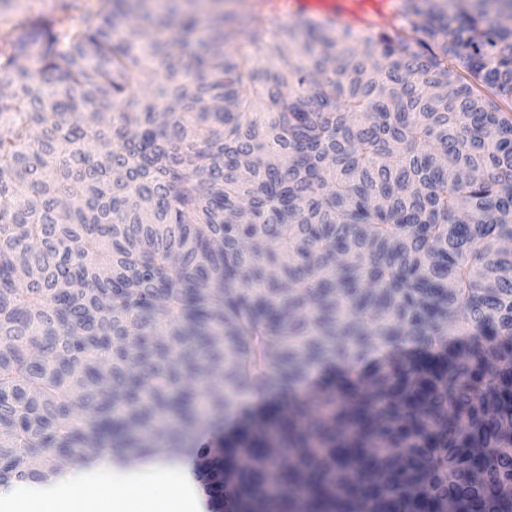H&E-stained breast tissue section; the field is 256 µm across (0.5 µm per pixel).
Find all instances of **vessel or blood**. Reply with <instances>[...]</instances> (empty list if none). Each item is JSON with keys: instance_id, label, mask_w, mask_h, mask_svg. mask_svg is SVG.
Masks as SVG:
<instances>
[{"instance_id": "b4317fda", "label": "vessel or blood", "mask_w": 512, "mask_h": 512, "mask_svg": "<svg viewBox=\"0 0 512 512\" xmlns=\"http://www.w3.org/2000/svg\"><path fill=\"white\" fill-rule=\"evenodd\" d=\"M380 7H355L354 0H289L290 12L307 23L337 27L361 36H379L397 29L406 11L405 0H380Z\"/></svg>"}]
</instances>
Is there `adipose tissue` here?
<instances>
[{
  "label": "adipose tissue",
  "mask_w": 512,
  "mask_h": 512,
  "mask_svg": "<svg viewBox=\"0 0 512 512\" xmlns=\"http://www.w3.org/2000/svg\"><path fill=\"white\" fill-rule=\"evenodd\" d=\"M87 481L86 471L76 467L62 477L56 489L8 493V512H161L145 491L147 476L125 479L118 500L111 499L106 488L94 500L81 499L79 493Z\"/></svg>",
  "instance_id": "ef3b65f1"
}]
</instances>
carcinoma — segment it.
Segmentation results:
<instances>
[{
  "mask_svg": "<svg viewBox=\"0 0 512 512\" xmlns=\"http://www.w3.org/2000/svg\"><path fill=\"white\" fill-rule=\"evenodd\" d=\"M460 2L279 44L255 5L274 69L224 15H0L1 487L167 448L224 512H512V116L463 78L512 102V26Z\"/></svg>",
  "mask_w": 512,
  "mask_h": 512,
  "instance_id": "obj_1",
  "label": "carcinoma"
}]
</instances>
